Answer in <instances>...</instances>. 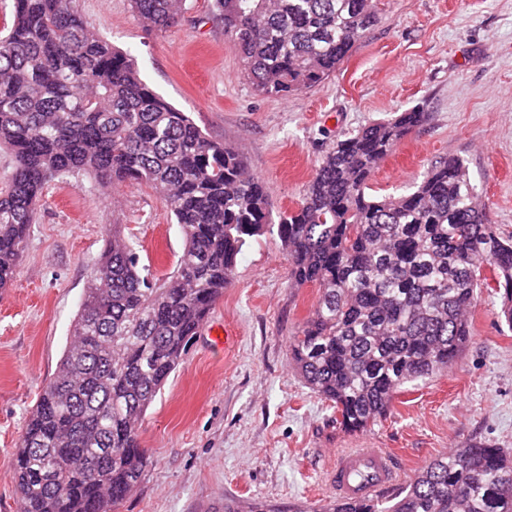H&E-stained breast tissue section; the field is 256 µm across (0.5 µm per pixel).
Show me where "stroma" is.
<instances>
[{"mask_svg":"<svg viewBox=\"0 0 512 512\" xmlns=\"http://www.w3.org/2000/svg\"><path fill=\"white\" fill-rule=\"evenodd\" d=\"M88 25L135 60L141 77L212 140L238 148L273 213L295 209L336 136L423 106L427 121L374 171L370 192L399 194L431 161L464 160L498 233L512 234V0H378V22L335 73L285 97L252 90L211 0H186L154 32L130 0H76ZM118 226L140 262L173 270L183 249L169 206L128 180L104 191L82 177L44 190L12 288L0 297V512H17L13 456L56 372L87 281ZM317 300L291 287L277 234L250 239L206 323L232 332L193 340L142 424L149 465L115 512H311L332 502L325 474L339 448H385L403 484L435 458L481 440L512 448V331L482 294L459 359L406 385L386 420L337 427L328 401L289 362Z\"/></svg>","mask_w":512,"mask_h":512,"instance_id":"35a3bbf8","label":"stroma"}]
</instances>
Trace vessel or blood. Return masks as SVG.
<instances>
[{
  "instance_id": "vessel-or-blood-1",
  "label": "vessel or blood",
  "mask_w": 512,
  "mask_h": 512,
  "mask_svg": "<svg viewBox=\"0 0 512 512\" xmlns=\"http://www.w3.org/2000/svg\"><path fill=\"white\" fill-rule=\"evenodd\" d=\"M399 466L383 448L337 451L326 473V485L337 503L352 506L380 495L396 484Z\"/></svg>"
}]
</instances>
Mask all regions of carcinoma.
<instances>
[{"label":"carcinoma","mask_w":512,"mask_h":512,"mask_svg":"<svg viewBox=\"0 0 512 512\" xmlns=\"http://www.w3.org/2000/svg\"><path fill=\"white\" fill-rule=\"evenodd\" d=\"M185 2L131 5L162 31ZM375 2L213 0V15L253 91L286 97L336 71L377 22ZM6 30L0 147L14 166L0 188V296L55 179L144 182L168 202L184 241L164 277L139 266L112 230L19 440L18 512H114L135 489L148 464L147 409L232 282L238 254L266 231L288 253L291 286L318 288L289 355L347 431L386 417L404 385L457 359L481 289L497 296L512 330V236L488 224L463 159L439 158L402 194L367 192L377 166L425 121L420 108L342 134L299 206L274 225L268 188L238 151L155 92L74 0H13ZM327 512H512V451L475 440L433 460L390 506L373 499Z\"/></svg>","instance_id":"cac0c4a2"}]
</instances>
